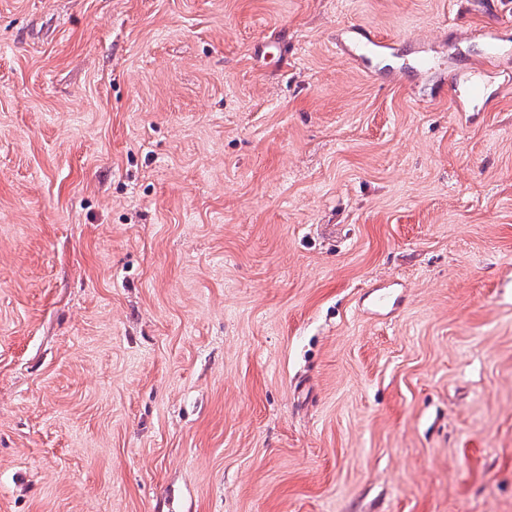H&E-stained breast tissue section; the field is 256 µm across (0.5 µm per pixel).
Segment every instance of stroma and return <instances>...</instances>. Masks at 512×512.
<instances>
[{"label":"stroma","mask_w":512,"mask_h":512,"mask_svg":"<svg viewBox=\"0 0 512 512\" xmlns=\"http://www.w3.org/2000/svg\"><path fill=\"white\" fill-rule=\"evenodd\" d=\"M492 26L0 0V512H512V69L448 84Z\"/></svg>","instance_id":"1"}]
</instances>
